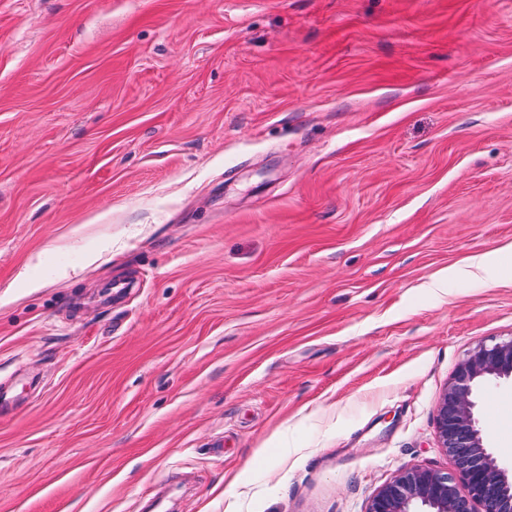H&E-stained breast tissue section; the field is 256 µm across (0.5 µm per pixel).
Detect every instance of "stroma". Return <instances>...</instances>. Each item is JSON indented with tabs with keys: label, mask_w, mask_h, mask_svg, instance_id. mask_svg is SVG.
I'll return each mask as SVG.
<instances>
[{
	"label": "stroma",
	"mask_w": 512,
	"mask_h": 512,
	"mask_svg": "<svg viewBox=\"0 0 512 512\" xmlns=\"http://www.w3.org/2000/svg\"><path fill=\"white\" fill-rule=\"evenodd\" d=\"M507 242L512 0H0V512H364L453 470ZM479 416L511 466L512 382Z\"/></svg>",
	"instance_id": "stroma-1"
}]
</instances>
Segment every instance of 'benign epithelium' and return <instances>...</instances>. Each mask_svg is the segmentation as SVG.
Returning a JSON list of instances; mask_svg holds the SVG:
<instances>
[{"mask_svg":"<svg viewBox=\"0 0 512 512\" xmlns=\"http://www.w3.org/2000/svg\"><path fill=\"white\" fill-rule=\"evenodd\" d=\"M500 379L512 380V339L470 352L437 402L438 440L455 470L404 467L365 512H512V472L497 464L475 415L478 390Z\"/></svg>","mask_w":512,"mask_h":512,"instance_id":"benign-epithelium-1","label":"benign epithelium"}]
</instances>
